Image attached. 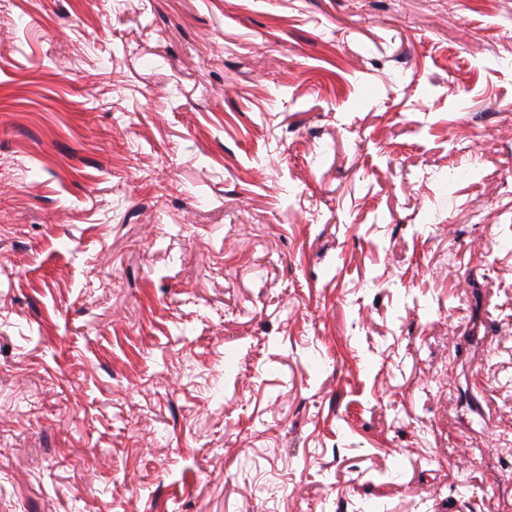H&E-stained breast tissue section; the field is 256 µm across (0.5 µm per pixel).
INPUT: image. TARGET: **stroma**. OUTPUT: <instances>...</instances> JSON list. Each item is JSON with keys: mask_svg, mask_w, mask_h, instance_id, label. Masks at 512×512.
<instances>
[{"mask_svg": "<svg viewBox=\"0 0 512 512\" xmlns=\"http://www.w3.org/2000/svg\"><path fill=\"white\" fill-rule=\"evenodd\" d=\"M0 512H512V0H0Z\"/></svg>", "mask_w": 512, "mask_h": 512, "instance_id": "1", "label": "stroma"}]
</instances>
